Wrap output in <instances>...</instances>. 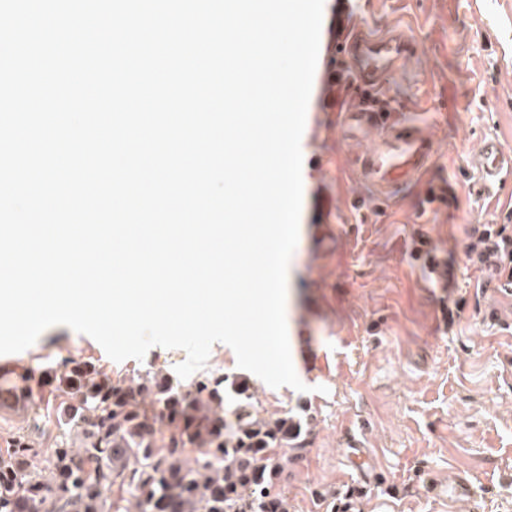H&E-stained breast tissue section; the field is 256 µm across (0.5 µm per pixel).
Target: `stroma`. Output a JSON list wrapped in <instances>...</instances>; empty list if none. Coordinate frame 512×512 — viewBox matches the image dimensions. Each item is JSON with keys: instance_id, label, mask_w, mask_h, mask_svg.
I'll return each instance as SVG.
<instances>
[{"instance_id": "35a3bbf8", "label": "stroma", "mask_w": 512, "mask_h": 512, "mask_svg": "<svg viewBox=\"0 0 512 512\" xmlns=\"http://www.w3.org/2000/svg\"><path fill=\"white\" fill-rule=\"evenodd\" d=\"M340 15L414 43L388 94L437 151L377 205L351 163L374 135L347 141L336 110L311 95L285 307L306 389L269 387L222 343L206 368L223 373L225 390L248 386L251 415L301 423L276 484L288 512H512V292L466 254L485 228L512 235V184L493 198L476 193L478 142L494 136L512 147V0H324L321 41ZM431 185L442 201L426 202ZM64 357L112 380L151 367L175 377L186 354L155 346L143 360L116 362L87 335L46 329L25 351L0 355V382L30 375L42 397L37 407L0 402V452L21 435L55 448L54 368ZM352 436L369 450L375 482L349 465ZM461 477L471 496L456 495Z\"/></svg>"}]
</instances>
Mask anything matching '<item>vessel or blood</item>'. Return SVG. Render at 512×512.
Wrapping results in <instances>:
<instances>
[{
    "instance_id": "vessel-or-blood-1",
    "label": "vessel or blood",
    "mask_w": 512,
    "mask_h": 512,
    "mask_svg": "<svg viewBox=\"0 0 512 512\" xmlns=\"http://www.w3.org/2000/svg\"><path fill=\"white\" fill-rule=\"evenodd\" d=\"M411 43L397 31L373 34L358 26L345 28L336 38L337 60L360 58L364 67L356 74V88L340 114L345 131L369 128L378 134L375 147L359 159L361 175L374 182L381 198L388 189L426 169L433 142L421 127L401 119L402 107L386 94V80L409 55ZM512 183V149L497 138H483L479 147L478 193L489 196Z\"/></svg>"
}]
</instances>
